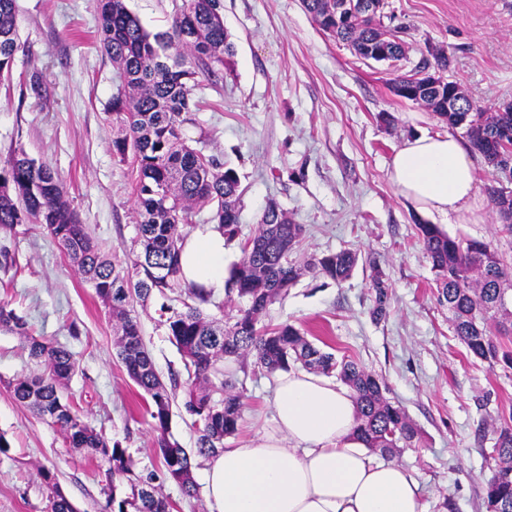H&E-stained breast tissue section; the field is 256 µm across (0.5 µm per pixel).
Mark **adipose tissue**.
<instances>
[{
  "label": "adipose tissue",
  "mask_w": 512,
  "mask_h": 512,
  "mask_svg": "<svg viewBox=\"0 0 512 512\" xmlns=\"http://www.w3.org/2000/svg\"><path fill=\"white\" fill-rule=\"evenodd\" d=\"M389 178L420 211L461 224L474 213L476 168L451 135L407 139L391 159ZM225 250L218 226L188 235L179 256L183 281L223 289ZM355 426L348 387L304 370L285 371L271 427L208 461L210 512H422L407 469L367 456Z\"/></svg>",
  "instance_id": "1"
}]
</instances>
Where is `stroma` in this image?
<instances>
[{
  "instance_id": "35a3bbf8",
  "label": "stroma",
  "mask_w": 512,
  "mask_h": 512,
  "mask_svg": "<svg viewBox=\"0 0 512 512\" xmlns=\"http://www.w3.org/2000/svg\"><path fill=\"white\" fill-rule=\"evenodd\" d=\"M182 0H127L150 32L169 30ZM234 44L230 72L197 74L202 102L184 133L192 147L233 168L243 188L239 237L226 262L240 258L269 202L306 234L292 259L342 249L359 253L352 277L335 284L304 272L264 321L290 322L324 351L348 356L383 378L422 434L397 455L420 487L423 512H487L488 452L501 415L512 413V373L489 367L454 336L438 298L420 223L453 237L493 243L512 265V235L502 233L490 200L494 183L476 159L477 218L417 210L391 184L388 167L406 138L449 132L436 114L393 94L388 65L364 60L321 31L301 0H221ZM21 48L10 85L0 84V162L16 148L58 171L72 208L103 250L124 256L135 236L131 170L112 153L118 126L110 101L115 70L96 39L92 0H16ZM385 16L404 26L401 71L442 49L447 72L486 112L512 103V0H385ZM389 286L385 319L374 320L373 269ZM35 333L74 354L68 396L86 420L156 472L173 512H210L205 492L188 498L160 473L154 422L141 390L113 347L112 320L78 269L38 224L0 232V300ZM162 297L137 307L145 343L162 380L184 362L160 324ZM23 336L0 328V512H49L41 470L54 473L77 512H118L126 485H113L101 459L69 448L62 432L17 403L9 389L37 371ZM246 408L233 443L269 424L274 376L243 377Z\"/></svg>"
}]
</instances>
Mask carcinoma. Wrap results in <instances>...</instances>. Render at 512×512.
Returning a JSON list of instances; mask_svg holds the SVG:
<instances>
[{
  "instance_id": "cac0c4a2",
  "label": "carcinoma",
  "mask_w": 512,
  "mask_h": 512,
  "mask_svg": "<svg viewBox=\"0 0 512 512\" xmlns=\"http://www.w3.org/2000/svg\"><path fill=\"white\" fill-rule=\"evenodd\" d=\"M97 36L102 51L117 68L112 96L113 121L122 136L112 151L136 170L134 186L139 220L133 245L139 248L131 265L102 251L87 225L73 211L58 173L15 150L0 165V230L19 224H43L77 267L84 281L108 307L116 321L117 355L128 377L146 395V410L154 420L155 444L168 479L187 497L196 493L194 463L170 432L173 392L184 388V408L198 433V453L213 456L224 449V439L238 430L244 394L236 390L238 373L248 364L268 373L294 365L341 380L351 390L357 412L356 438L366 448L386 457L413 448L420 431L405 409L386 396L384 383L350 359L337 360L322 351L294 325L270 327L261 318L271 305L288 294L302 275L291 259L306 228L295 224L274 203L262 211L255 233L241 244V257L225 280L224 303L236 314L219 325L202 306L213 292L186 286L182 308L161 306L167 334L183 355L188 375L170 383L161 380L147 349L134 304H146L154 295L167 296L182 287L178 255L196 223L197 208L211 209V221L228 240L239 232L243 189L237 173L217 158L187 143L185 125L198 109L193 95L198 69L230 70L233 46L224 29L221 0H184L170 30L152 34L127 7L125 0H95ZM363 0H302L305 11L324 32L363 59L378 46L387 49L392 63L407 59L403 27L383 24L376 11L359 7ZM20 47L15 0H0V80L12 75ZM428 62L395 75L391 88H407L401 98L434 112L448 128H466L471 147L491 165L495 180L512 183V105L496 112L478 109L465 94V112L448 111L445 90L430 82ZM491 201L502 219V230L512 233V190L491 188ZM417 237L435 274L438 298L448 303L454 334L473 356L512 370V346L501 341L512 335V276L492 243L452 238L435 224L416 225ZM359 253L343 249L313 257L306 268L335 283L348 279ZM375 291L371 315H387L388 286L372 265ZM0 326L26 338L29 355L42 372L10 384L15 401L59 428L69 447L99 456L112 480L125 481L130 496L119 512H172V505L155 485L152 472L138 474L126 449L110 444L65 399L63 389L76 371V361L64 346L34 335L26 322L0 301ZM239 364L224 372V361ZM496 448L498 467L485 490L488 512H512V415L500 418ZM49 491L50 512H76L61 492L54 474L42 472Z\"/></svg>"
}]
</instances>
